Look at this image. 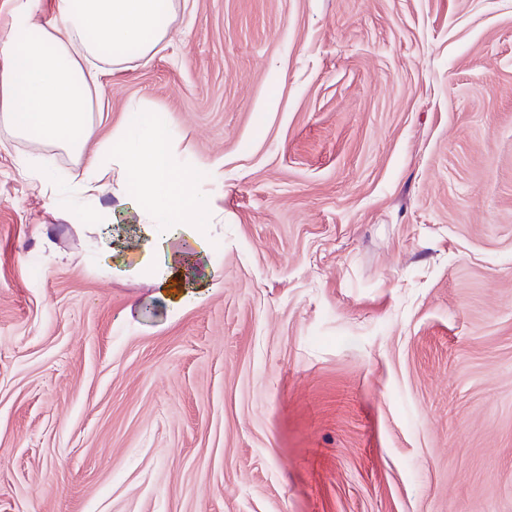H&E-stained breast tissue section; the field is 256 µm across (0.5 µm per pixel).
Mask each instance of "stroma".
<instances>
[{"label":"stroma","instance_id":"35a3bbf8","mask_svg":"<svg viewBox=\"0 0 512 512\" xmlns=\"http://www.w3.org/2000/svg\"><path fill=\"white\" fill-rule=\"evenodd\" d=\"M100 98L224 234L169 308L0 129V512H512V0H181ZM29 181L43 194H55V182L50 173V162L41 158L38 164H25Z\"/></svg>","mask_w":512,"mask_h":512}]
</instances>
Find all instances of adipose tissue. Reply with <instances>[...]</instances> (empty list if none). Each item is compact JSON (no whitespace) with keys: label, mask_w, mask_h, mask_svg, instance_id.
Wrapping results in <instances>:
<instances>
[{"label":"adipose tissue","mask_w":512,"mask_h":512,"mask_svg":"<svg viewBox=\"0 0 512 512\" xmlns=\"http://www.w3.org/2000/svg\"><path fill=\"white\" fill-rule=\"evenodd\" d=\"M34 0H13L0 44V128L65 152L82 165L81 193L113 195L136 214L140 248L122 262L147 276L172 307L195 303L207 279L198 262L220 237L224 211L197 190L216 170L178 168L157 111L134 106L105 141L98 97L113 69L160 52L179 0H53L50 19H32Z\"/></svg>","instance_id":"1"}]
</instances>
